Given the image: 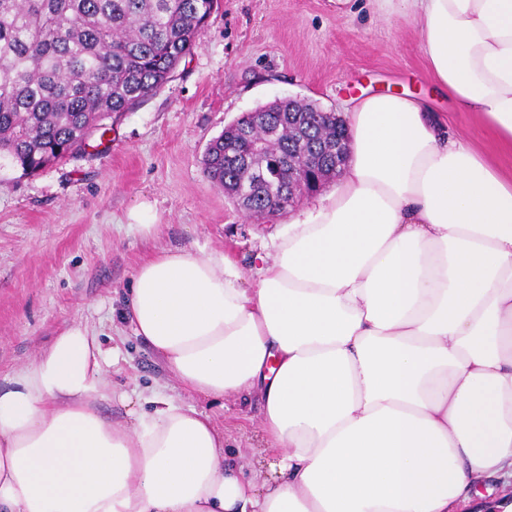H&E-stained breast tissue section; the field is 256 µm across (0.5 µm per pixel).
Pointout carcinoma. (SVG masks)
<instances>
[{"label":"carcinoma","instance_id":"cac0c4a2","mask_svg":"<svg viewBox=\"0 0 512 512\" xmlns=\"http://www.w3.org/2000/svg\"><path fill=\"white\" fill-rule=\"evenodd\" d=\"M218 0H0V161L34 174L87 145L105 121L160 90L200 34ZM281 122L262 156L239 161L235 131L211 140L204 172L233 197L254 170L294 156L306 141L329 161L336 113L308 102L274 101L255 110L254 135ZM247 212L281 215L288 199L272 205L266 189Z\"/></svg>","mask_w":512,"mask_h":512}]
</instances>
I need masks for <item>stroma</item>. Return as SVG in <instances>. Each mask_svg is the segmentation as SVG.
Listing matches in <instances>:
<instances>
[{
    "mask_svg": "<svg viewBox=\"0 0 512 512\" xmlns=\"http://www.w3.org/2000/svg\"><path fill=\"white\" fill-rule=\"evenodd\" d=\"M364 90L429 101L450 136L512 170L494 133L437 90L417 29L395 0H220L170 81L93 135L83 153L33 175L0 169V382L71 321L101 320L102 348L119 353L103 375L116 395L104 415L123 422L119 393L159 388L209 413L237 460L271 457L257 403L184 391L134 335L126 298L142 259L164 247L222 251L250 273L275 224L296 216L293 208L275 220L242 213L204 172L212 139L278 98L343 115ZM143 201L160 216L150 237L125 222Z\"/></svg>",
    "mask_w": 512,
    "mask_h": 512,
    "instance_id": "stroma-1",
    "label": "stroma"
}]
</instances>
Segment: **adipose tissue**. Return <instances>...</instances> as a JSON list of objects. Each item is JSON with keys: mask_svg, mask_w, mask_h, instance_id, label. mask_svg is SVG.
I'll list each match as a JSON object with an SVG mask.
<instances>
[{"mask_svg": "<svg viewBox=\"0 0 512 512\" xmlns=\"http://www.w3.org/2000/svg\"><path fill=\"white\" fill-rule=\"evenodd\" d=\"M399 3L440 91L512 151V0ZM348 117L335 192L277 226L253 284L163 248L125 310L184 391L258 400L273 460H230L174 396H113L78 320L0 387V512H464L487 484L512 512V174L422 100Z\"/></svg>", "mask_w": 512, "mask_h": 512, "instance_id": "1", "label": "adipose tissue"}]
</instances>
